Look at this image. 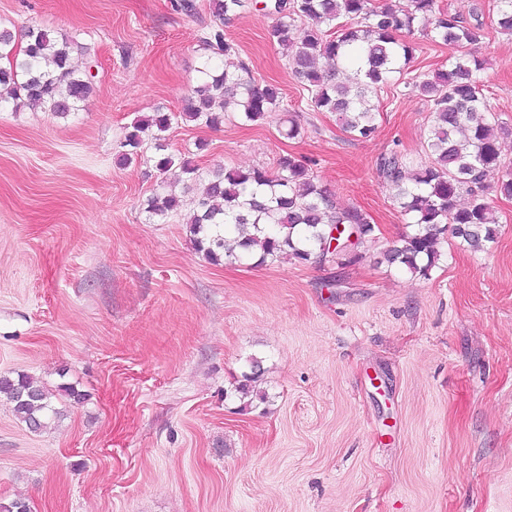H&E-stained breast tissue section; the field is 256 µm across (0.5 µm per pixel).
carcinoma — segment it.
Returning <instances> with one entry per match:
<instances>
[{"label":"carcinoma","mask_w":512,"mask_h":512,"mask_svg":"<svg viewBox=\"0 0 512 512\" xmlns=\"http://www.w3.org/2000/svg\"><path fill=\"white\" fill-rule=\"evenodd\" d=\"M247 7V0H212L215 16L227 19ZM285 13L270 38L286 50L297 79L311 92L314 107L332 112L342 130L368 138L376 130L377 113L368 94L395 74L404 72L413 47L397 34L421 31L444 44L464 47L478 40L480 25L439 9L437 0H406V4L373 7L369 0H280L271 5ZM306 20L299 29L296 21ZM497 27L512 34V0H499ZM210 50L198 69L197 85L178 118L206 127L218 126L232 107L245 123L255 124L279 108L280 88L254 85L247 68L230 70L221 56L229 50L224 34L215 30L203 38ZM75 43L41 27L27 31L24 61L0 67V108L11 104L43 105L59 116L80 110L91 93L90 78L77 74L72 53ZM354 65L353 76L336 81V66ZM484 62L471 55H453L448 67L414 76L405 86L432 104L428 162L410 168L406 158L391 152L380 158L379 175L410 230L384 253L390 265L426 276L441 257L445 233L466 247L481 251L494 242L498 218L484 196L489 169L499 165L501 140L512 129L486 118L478 73ZM173 115L155 112L131 124L119 161L126 164L144 149L142 133L153 127L158 141L155 167L173 172L185 182H205L186 223L198 251L217 263L223 258L259 262L291 256L301 263L330 253V232L336 224L361 225L359 241L373 236L375 226L357 209L339 211L327 190L318 186L308 168L291 157L280 159L279 171L201 168L193 158L163 153L161 133ZM184 200L164 187L148 200V213L164 217L182 209ZM0 396L13 405L16 417L29 428L43 426L53 394L32 377L0 375Z\"/></svg>","instance_id":"carcinoma-1"}]
</instances>
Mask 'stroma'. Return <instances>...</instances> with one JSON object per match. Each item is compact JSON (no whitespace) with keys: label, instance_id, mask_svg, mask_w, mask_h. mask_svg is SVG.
I'll return each mask as SVG.
<instances>
[{"label":"stroma","instance_id":"stroma-1","mask_svg":"<svg viewBox=\"0 0 512 512\" xmlns=\"http://www.w3.org/2000/svg\"><path fill=\"white\" fill-rule=\"evenodd\" d=\"M0 0V27L73 39L94 74L82 110H0V373L53 392L59 417L29 429L0 397V503L32 512H512V199L485 177L499 224L487 251L449 238L428 276L388 266L405 220L377 161L425 159L430 104L393 76L375 135L355 140L314 108L277 18L251 0ZM481 22L469 54L488 110L512 127V35L496 0H437ZM219 29L230 67L275 84L283 109L245 126L178 122L167 151L203 168L305 164L337 208L375 226L359 258L208 261L183 215L149 217L162 176L119 162L134 119L181 112ZM412 76L454 49L415 34ZM300 127L281 135L286 116ZM259 400L232 391L251 360ZM62 384L82 395H59Z\"/></svg>","mask_w":512,"mask_h":512}]
</instances>
